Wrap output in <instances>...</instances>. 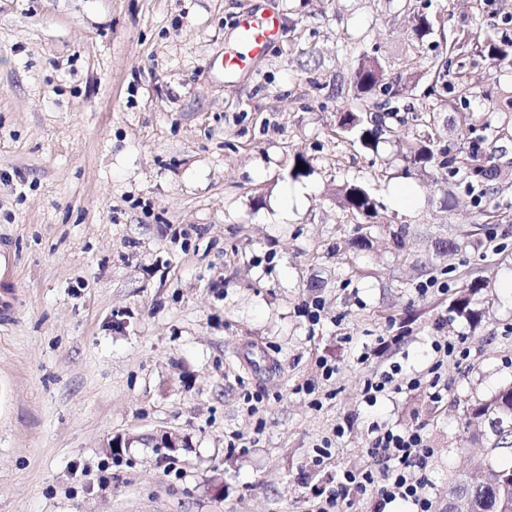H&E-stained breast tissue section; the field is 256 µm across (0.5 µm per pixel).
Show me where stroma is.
I'll return each mask as SVG.
<instances>
[{"label":"stroma","instance_id":"1","mask_svg":"<svg viewBox=\"0 0 512 512\" xmlns=\"http://www.w3.org/2000/svg\"><path fill=\"white\" fill-rule=\"evenodd\" d=\"M413 10L512 38V0H0V236L19 267L0 512H312L313 488L372 465L378 430L416 427L448 512L481 452L466 408L512 384V112L484 95L512 70L447 58L436 33L411 47ZM267 11L275 41L225 73L239 19ZM364 54L410 78V106L435 61L466 74L441 145L479 140L506 179L483 195L462 170L406 173L409 112L377 150L337 137ZM352 180L378 203L366 250L332 197ZM403 225L424 236L399 250ZM474 280L477 322L450 309ZM449 340L466 353L439 360ZM396 364L398 390L368 405ZM434 366L440 398L406 388ZM163 428L185 447H155ZM116 436L134 439L118 455Z\"/></svg>","mask_w":512,"mask_h":512}]
</instances>
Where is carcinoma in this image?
I'll return each instance as SVG.
<instances>
[{"instance_id": "cac0c4a2", "label": "carcinoma", "mask_w": 512, "mask_h": 512, "mask_svg": "<svg viewBox=\"0 0 512 512\" xmlns=\"http://www.w3.org/2000/svg\"><path fill=\"white\" fill-rule=\"evenodd\" d=\"M414 41H419L434 31L444 29V22L432 18L425 13L413 16ZM450 49L461 55L473 52L482 56L496 68L512 67V39L480 41L461 32L450 36ZM437 79L441 86H432L424 92V101L419 106L421 113H433L437 108L448 105L446 94L448 83L444 81L448 75L447 62H440L436 68ZM384 68L376 58L360 63L350 77L353 88L352 102L339 117L336 135L356 137L367 149L375 150L381 136H397L398 130L387 123L394 117V110L387 104L374 100L378 89L384 81ZM441 132L434 123L425 124V129L417 134L419 145L406 157L408 168L425 172L431 168L446 169L456 163V159L448 157L445 149L438 147ZM469 177L477 183L486 185L501 177V170L495 165L487 164L475 153H470ZM336 200L349 213L360 218L361 224L370 225L376 217V201L362 185L347 182L336 189ZM476 282L468 285L453 301L452 310L473 319L476 313L470 308V295L479 290ZM512 418V386L500 389L495 394L482 399L467 409L466 420H481L488 426H497L498 419ZM488 453L497 454L502 451L512 452V433L501 436L493 441L490 432L482 435ZM493 472L500 475L496 483L481 488L469 487L475 512H512V464L499 466Z\"/></svg>"}]
</instances>
